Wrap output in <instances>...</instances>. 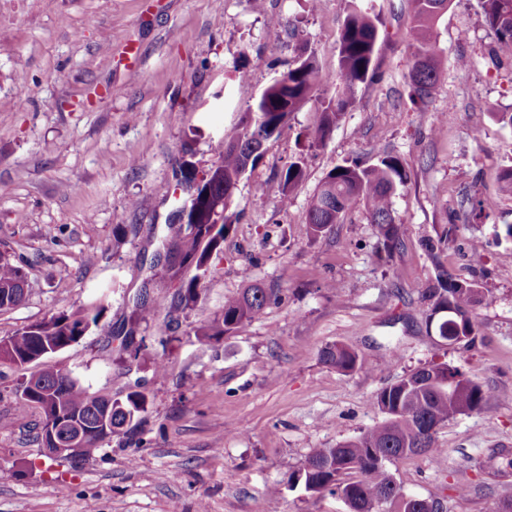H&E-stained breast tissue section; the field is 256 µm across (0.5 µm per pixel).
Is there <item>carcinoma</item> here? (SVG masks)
<instances>
[{
  "mask_svg": "<svg viewBox=\"0 0 512 512\" xmlns=\"http://www.w3.org/2000/svg\"><path fill=\"white\" fill-rule=\"evenodd\" d=\"M416 25L413 27L415 52L410 62L409 80L418 99V109L426 111L432 98L441 65V56L432 41L435 23L448 11L452 0H412ZM486 22L498 40L512 47V0H482ZM380 41L379 18L366 0H350L344 19L338 58V77L342 84L336 99L323 106L314 140L324 142L344 113L356 102L359 86L373 74ZM327 82L318 74L314 55L301 50L294 67L281 82L268 86L254 107L241 118L239 126L224 139V153L202 180L191 169L182 172L184 181L196 189L189 204L180 209L187 223L197 227L190 232L181 224L173 225L172 247L195 267L207 271L214 254L220 252L224 234L230 229L225 215L246 168H254L263 155L266 141L280 134L286 118L314 97L318 84ZM331 171L310 196L304 232L319 236L341 223L354 204H360L377 228L378 243L390 251L401 244L400 225L392 214V197L408 181V172L400 160L378 153L374 164L356 162ZM303 176L301 162L286 170L282 202L288 204L293 187ZM219 208L221 224L212 220ZM434 284L423 292L431 301V313L451 309L439 318L434 329L443 336L466 337L475 344L477 325L474 310L488 299L480 286L455 278L441 263L436 265ZM26 278L23 267L0 254V311L13 308L25 299V293L5 295L4 289L18 288ZM271 302L265 289L250 285L236 296L224 300L222 317L195 330L197 342L207 347L220 335L260 319ZM105 309L98 299L77 311H62L1 337L9 346L3 361L24 364L26 356L48 345L64 349L76 343L92 325H98ZM321 361L342 374L362 366L358 355L341 344L321 349ZM451 381L450 385L443 381ZM16 411L23 416L35 409L47 413V407L59 403L62 410L88 426L99 422L101 409L112 405V426L123 428L147 409L146 395L133 391L123 399L89 392L77 380L62 371H42L36 382L25 380L16 389ZM486 393L457 368L435 361L411 370L397 381L380 389L372 405L383 415L382 421L357 438L334 448H315L305 464L288 477V483L310 494L330 492L348 504L349 512H439L406 494L386 468V464L417 455L438 456L433 426L482 408ZM355 481L346 480L350 474Z\"/></svg>",
  "mask_w": 512,
  "mask_h": 512,
  "instance_id": "1",
  "label": "carcinoma"
}]
</instances>
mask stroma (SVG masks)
Masks as SVG:
<instances>
[{"label":"stroma","mask_w":512,"mask_h":512,"mask_svg":"<svg viewBox=\"0 0 512 512\" xmlns=\"http://www.w3.org/2000/svg\"><path fill=\"white\" fill-rule=\"evenodd\" d=\"M371 4L381 20L375 78L325 143L312 132L336 86H319L290 115L235 191L233 226L192 300L137 322V303L176 299L181 286L154 263L189 200L181 165L212 168L225 134L300 49L335 73L349 2L0 0V251L30 283L20 305L0 311V337L99 298L106 306L72 346L0 364V512H348L339 496L289 487V472L312 449L381 422L373 396L431 360L457 367L487 399L437 429L438 459L405 458L389 472L444 512H497L512 499V470L498 468L512 455V192L500 181L512 126L496 118L512 112V47L479 0H453L434 30L438 90L419 113L411 0ZM128 41L141 52L133 68L121 57ZM380 147L409 174L392 198L401 246L378 252L358 204L326 234L305 235L318 184L346 161L374 163ZM297 160L304 177L286 204L282 179ZM478 198L490 206L476 219ZM446 227L447 248L430 255L425 241ZM440 264L493 295L478 310L475 345L430 331L422 292ZM250 281L279 302L200 346L195 329ZM334 343L362 368L325 365L320 351ZM392 351L398 361L382 365ZM49 369L98 395L143 392L147 411L92 457H49L39 413L15 409L18 384Z\"/></svg>","instance_id":"35a3bbf8"}]
</instances>
